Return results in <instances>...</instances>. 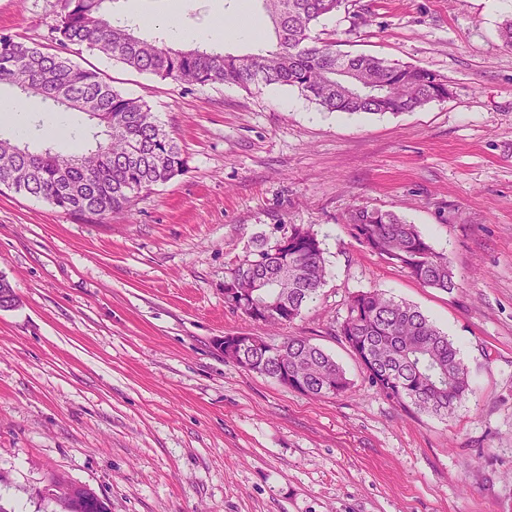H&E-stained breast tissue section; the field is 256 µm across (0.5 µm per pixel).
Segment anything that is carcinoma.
Returning <instances> with one entry per match:
<instances>
[{"mask_svg":"<svg viewBox=\"0 0 512 512\" xmlns=\"http://www.w3.org/2000/svg\"><path fill=\"white\" fill-rule=\"evenodd\" d=\"M103 2L61 0L50 25L54 52L0 37V83L15 86L18 100L39 96L65 108L77 100L79 111L104 127V140L67 156L50 148L34 153L0 138V188L41 198L69 215L105 223L184 167L178 144L150 107L114 89L101 73L75 64L69 58L75 46L191 86L292 87L329 112H412L448 98L447 80L428 69L342 53L334 43L316 39L315 27L348 0H261L276 42L243 55L173 49L162 39L147 40L107 16ZM347 224L365 249L420 284L445 292L457 288L450 258L417 225L366 206L351 210ZM285 234L288 242L280 248L266 237L256 240L224 278V287L236 292L230 309L254 322H294L325 282L323 251L314 231L290 224ZM261 293L278 301L276 312L259 310L255 297ZM336 336L360 361L371 385L400 406L448 416L472 393L469 372L453 342L409 303L376 290L354 293ZM246 360L251 372L315 398L353 392V382L336 360L303 336L286 337L278 357L253 350Z\"/></svg>","mask_w":512,"mask_h":512,"instance_id":"1","label":"carcinoma"}]
</instances>
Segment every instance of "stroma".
<instances>
[{"label": "stroma", "instance_id": "obj_1", "mask_svg": "<svg viewBox=\"0 0 512 512\" xmlns=\"http://www.w3.org/2000/svg\"><path fill=\"white\" fill-rule=\"evenodd\" d=\"M59 0H0V36L50 46ZM174 22L223 26L218 50L270 45L261 0H179ZM248 14L254 34L236 33ZM512 0H350L316 28L337 50L443 76L412 112H328L290 87L188 86L80 49L71 59L146 102L181 174L98 224L0 195V512H59L55 483L111 512H512ZM0 137L94 145L86 114L27 99ZM392 211L449 255L428 288L356 241L354 207ZM311 226L317 298L274 329L224 304L229 265L281 225ZM418 307L454 343L472 395L448 416L400 407L334 331L351 294ZM238 334L304 336L353 380L313 398L225 360Z\"/></svg>", "mask_w": 512, "mask_h": 512}]
</instances>
